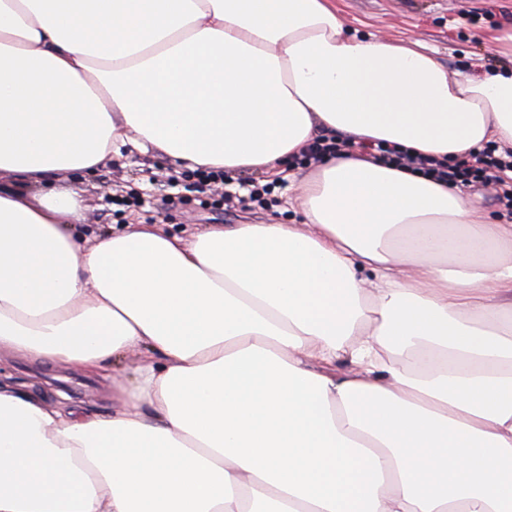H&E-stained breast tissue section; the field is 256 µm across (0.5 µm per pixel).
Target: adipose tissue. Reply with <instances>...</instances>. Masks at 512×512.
Here are the masks:
<instances>
[{
	"label": "adipose tissue",
	"mask_w": 512,
	"mask_h": 512,
	"mask_svg": "<svg viewBox=\"0 0 512 512\" xmlns=\"http://www.w3.org/2000/svg\"><path fill=\"white\" fill-rule=\"evenodd\" d=\"M338 133L300 224L84 242L74 191H0V354H144L109 414L0 380V512H512V224L365 150L512 148V66L448 71L336 0H0L24 184L126 146L288 179Z\"/></svg>",
	"instance_id": "1"
}]
</instances>
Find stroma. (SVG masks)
Here are the masks:
<instances>
[{"mask_svg":"<svg viewBox=\"0 0 512 512\" xmlns=\"http://www.w3.org/2000/svg\"><path fill=\"white\" fill-rule=\"evenodd\" d=\"M336 7L346 26L390 40L420 42L436 50L452 71L492 70L512 62V0H336ZM253 180L269 185L265 202L231 207L224 203L222 184L198 192L195 173L164 156L125 147L93 173H62L54 185L76 192L84 216L81 232L89 239L128 224H152L189 237L211 224H261L272 219L300 223V215L284 208L287 198L298 193L299 179L284 182L257 174ZM139 359L138 351L129 352L121 368L103 378L63 365L35 368L19 358L5 359L0 361V376L34 385L48 401L67 396L108 413L113 385L130 379Z\"/></svg>","mask_w":512,"mask_h":512,"instance_id":"35a3bbf8","label":"stroma"}]
</instances>
